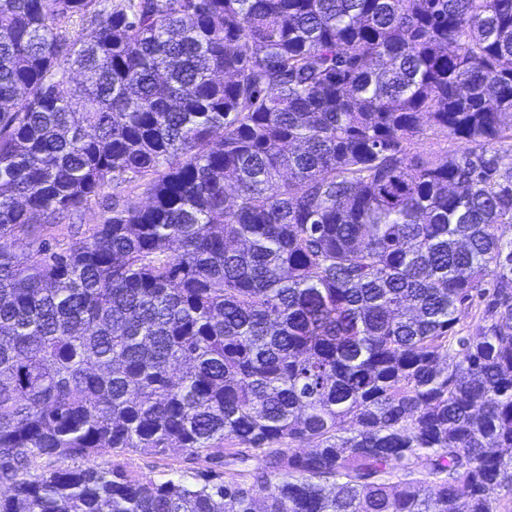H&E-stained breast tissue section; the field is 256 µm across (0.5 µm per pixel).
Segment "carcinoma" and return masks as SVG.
<instances>
[{
  "mask_svg": "<svg viewBox=\"0 0 512 512\" xmlns=\"http://www.w3.org/2000/svg\"><path fill=\"white\" fill-rule=\"evenodd\" d=\"M507 140L512 0H0V512H501ZM133 184L126 182L114 181L108 187H106L99 197V199H93L87 205L82 207L76 214L63 219L53 227L52 233L54 236L62 239L64 234L67 233L68 224L74 222L75 224H84V228L91 227L94 224H99L103 219L107 207L112 204V197H120L122 200H129L132 202H146V195L142 189L132 190ZM104 460L112 465L155 481H164L170 477L184 476L188 481H203L210 478L212 483L224 482V465L204 454L192 457L179 448H169L162 455L124 453L106 455Z\"/></svg>",
  "mask_w": 512,
  "mask_h": 512,
  "instance_id": "obj_1",
  "label": "carcinoma"
}]
</instances>
